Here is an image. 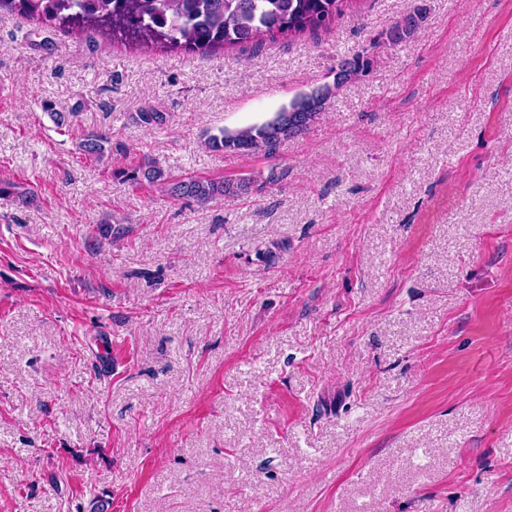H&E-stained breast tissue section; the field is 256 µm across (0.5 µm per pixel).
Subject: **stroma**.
<instances>
[{"label":"stroma","instance_id":"obj_1","mask_svg":"<svg viewBox=\"0 0 512 512\" xmlns=\"http://www.w3.org/2000/svg\"><path fill=\"white\" fill-rule=\"evenodd\" d=\"M355 57L305 134L208 148ZM0 179V512H512V0L207 56L0 13ZM423 13L417 11L414 14L407 15L402 20L396 22L386 33L385 38L387 42L396 44L405 41L407 38L413 36L419 25L423 22ZM79 150L86 157L99 162L112 152L111 136L103 131L89 132L79 144ZM120 174L126 181L134 183H140L142 179L149 183L168 182V177L164 170L160 168L152 158L148 157L144 158L137 167L130 171L121 172ZM258 181L250 178H242L237 181L229 180H202L187 177L182 180L170 183L171 193L181 199H191L200 204H205L212 200L224 196H238L252 191L255 187L262 190L264 183L257 184Z\"/></svg>","mask_w":512,"mask_h":512}]
</instances>
